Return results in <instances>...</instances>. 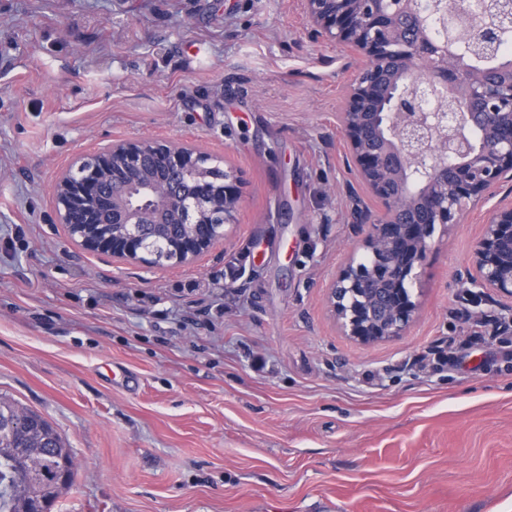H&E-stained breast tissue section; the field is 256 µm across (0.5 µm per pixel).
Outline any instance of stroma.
<instances>
[{"label": "stroma", "mask_w": 512, "mask_h": 512, "mask_svg": "<svg viewBox=\"0 0 512 512\" xmlns=\"http://www.w3.org/2000/svg\"><path fill=\"white\" fill-rule=\"evenodd\" d=\"M355 66L301 0H0V396L73 450L52 512H512V300L468 281L494 202L435 230L403 335L360 344L330 310L365 257ZM132 136L242 179L189 265L55 221L57 176Z\"/></svg>", "instance_id": "1"}]
</instances>
